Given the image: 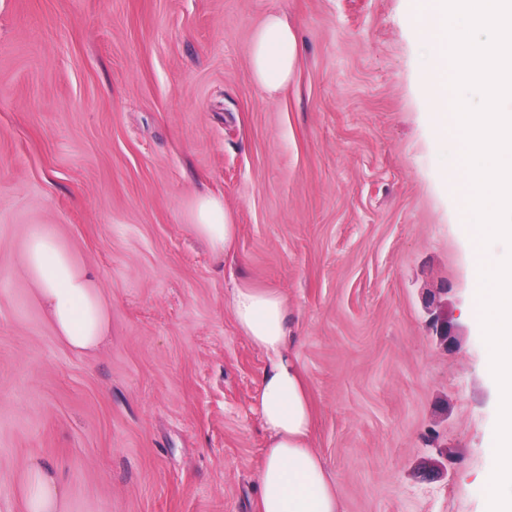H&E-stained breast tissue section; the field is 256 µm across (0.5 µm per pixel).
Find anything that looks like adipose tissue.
<instances>
[{"mask_svg": "<svg viewBox=\"0 0 512 512\" xmlns=\"http://www.w3.org/2000/svg\"><path fill=\"white\" fill-rule=\"evenodd\" d=\"M248 53L255 82L276 90L293 73L297 39L288 23L271 13L254 30ZM186 221L215 256L232 251L237 226L223 196L193 197ZM20 271L59 340L77 353H98L112 331V320L111 305L93 269L55 234L34 230L24 242ZM228 305L239 332L267 359L257 391L267 434L257 479L258 512H341L334 483L311 445L313 407L305 375L287 351L286 299L244 283L233 288ZM23 497L26 512L66 509L65 489L40 467L28 469Z\"/></svg>", "mask_w": 512, "mask_h": 512, "instance_id": "ef3b65f1", "label": "adipose tissue"}]
</instances>
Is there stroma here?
<instances>
[{"label":"stroma","mask_w":512,"mask_h":512,"mask_svg":"<svg viewBox=\"0 0 512 512\" xmlns=\"http://www.w3.org/2000/svg\"><path fill=\"white\" fill-rule=\"evenodd\" d=\"M271 12L298 42L272 94L248 56ZM424 64L408 0H0V512L33 463L68 512H256L243 283L288 300L342 512H484L497 394ZM202 192L237 226L222 258L186 223ZM36 227L96 270L102 353L19 274Z\"/></svg>","instance_id":"1"}]
</instances>
